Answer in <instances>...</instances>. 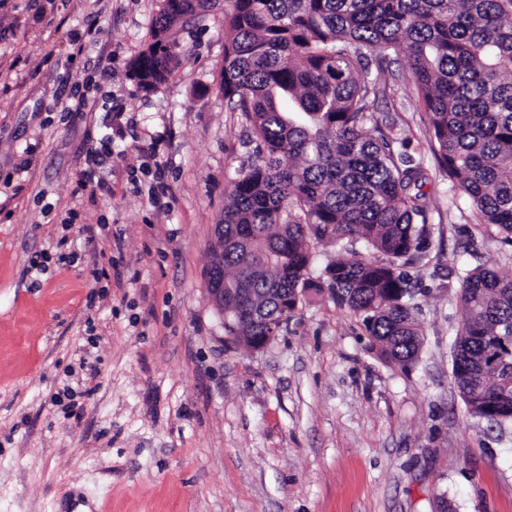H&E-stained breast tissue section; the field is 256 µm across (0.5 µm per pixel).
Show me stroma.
<instances>
[{
	"mask_svg": "<svg viewBox=\"0 0 512 512\" xmlns=\"http://www.w3.org/2000/svg\"><path fill=\"white\" fill-rule=\"evenodd\" d=\"M161 5L0 0V512H512V422L470 414L451 361L462 272L512 276V247L438 169L405 56L374 108L430 171L429 244L401 263L416 363L381 359L325 293L255 350L205 295L213 226L257 160L218 88L224 17L174 28L180 58L147 90L129 64Z\"/></svg>",
	"mask_w": 512,
	"mask_h": 512,
	"instance_id": "obj_1",
	"label": "stroma"
}]
</instances>
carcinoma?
Here are the masks:
<instances>
[{
    "label": "carcinoma",
    "instance_id": "cac0c4a2",
    "mask_svg": "<svg viewBox=\"0 0 512 512\" xmlns=\"http://www.w3.org/2000/svg\"><path fill=\"white\" fill-rule=\"evenodd\" d=\"M219 6L224 99L260 154L224 202V306L238 311L225 335L263 336L253 312L277 320L284 299L326 290L386 361L413 365L424 333L396 260L427 243L428 172L386 134L371 65L405 54L437 166L512 246V0H163L130 76L164 83L172 28ZM345 240L387 260L340 251L312 278V246ZM461 301L455 384L469 412L512 420V278L470 270Z\"/></svg>",
    "mask_w": 512,
    "mask_h": 512
}]
</instances>
